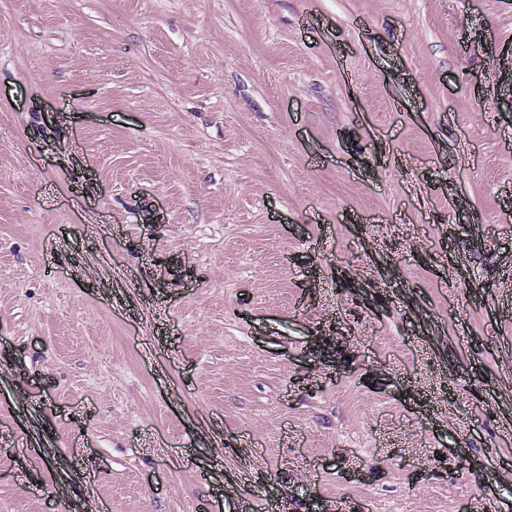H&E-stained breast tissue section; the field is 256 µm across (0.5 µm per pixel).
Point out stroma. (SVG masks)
I'll use <instances>...</instances> for the list:
<instances>
[{
	"label": "stroma",
	"mask_w": 512,
	"mask_h": 512,
	"mask_svg": "<svg viewBox=\"0 0 512 512\" xmlns=\"http://www.w3.org/2000/svg\"><path fill=\"white\" fill-rule=\"evenodd\" d=\"M510 132L512 0H0V512H512Z\"/></svg>",
	"instance_id": "35a3bbf8"
}]
</instances>
